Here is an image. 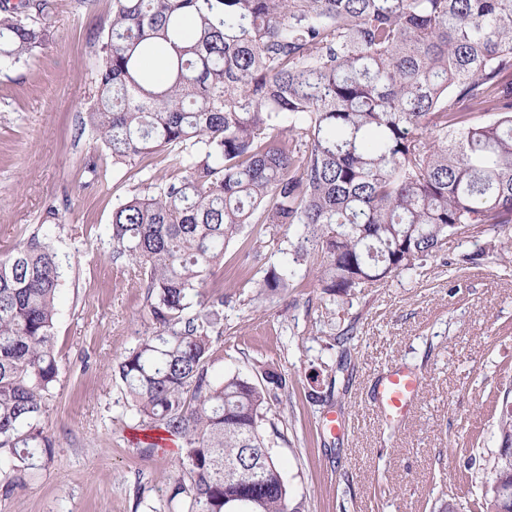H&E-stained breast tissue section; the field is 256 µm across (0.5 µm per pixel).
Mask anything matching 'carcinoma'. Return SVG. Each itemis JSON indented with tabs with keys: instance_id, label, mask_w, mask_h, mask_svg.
<instances>
[{
	"instance_id": "1",
	"label": "carcinoma",
	"mask_w": 512,
	"mask_h": 512,
	"mask_svg": "<svg viewBox=\"0 0 512 512\" xmlns=\"http://www.w3.org/2000/svg\"><path fill=\"white\" fill-rule=\"evenodd\" d=\"M53 27L51 0L0 5V58ZM85 126L129 166L164 151L177 177L112 210L156 334L116 365L149 430L182 440L186 512H305L266 428L287 379L208 375L220 306L207 286L253 224H300L295 261L342 300L460 235L512 244V0H112ZM57 256L0 259V467L7 492L52 454ZM290 286L269 268L259 293ZM501 440L470 512H512V375L491 392Z\"/></svg>"
}]
</instances>
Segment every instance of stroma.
<instances>
[{
    "mask_svg": "<svg viewBox=\"0 0 512 512\" xmlns=\"http://www.w3.org/2000/svg\"><path fill=\"white\" fill-rule=\"evenodd\" d=\"M47 42L0 59V256L38 238L60 262L55 351L60 370L43 425L51 457L24 485L0 492V512H179L178 448L145 447L118 359L151 335L147 291L110 236L112 210L171 175L165 156L113 167L81 124L96 98L112 0H53ZM300 225L242 233L212 277L223 333L208 371L258 376L275 366L288 392L272 408L273 453L309 512H437V486L469 504L500 448L486 395L512 371V252L453 270L476 252L460 236L436 258L336 304L293 262ZM292 268L287 291L265 297L268 267ZM344 343L335 338L343 329ZM402 367L420 387L403 422L372 408L378 379Z\"/></svg>",
    "mask_w": 512,
    "mask_h": 512,
    "instance_id": "1",
    "label": "stroma"
}]
</instances>
